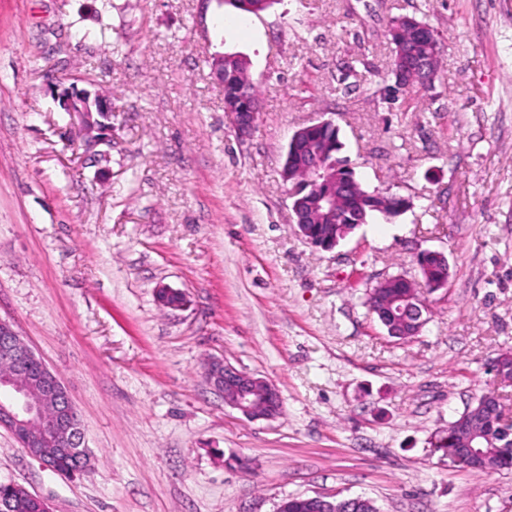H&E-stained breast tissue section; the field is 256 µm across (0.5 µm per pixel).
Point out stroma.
<instances>
[{"mask_svg":"<svg viewBox=\"0 0 512 512\" xmlns=\"http://www.w3.org/2000/svg\"><path fill=\"white\" fill-rule=\"evenodd\" d=\"M444 46L433 88L385 94L392 17ZM238 53L261 100L238 137L208 59ZM112 102L85 146L63 108ZM330 119L392 222L320 251L280 177L300 126ZM445 253L429 321L391 338L364 305ZM186 303L162 306L159 289ZM0 322L77 407L91 452L67 479L0 427V482L53 512H275L363 496L379 512H512V471L453 465L450 421L512 349V0H0ZM214 358L272 382L283 413L245 419Z\"/></svg>","mask_w":512,"mask_h":512,"instance_id":"obj_1","label":"stroma"}]
</instances>
